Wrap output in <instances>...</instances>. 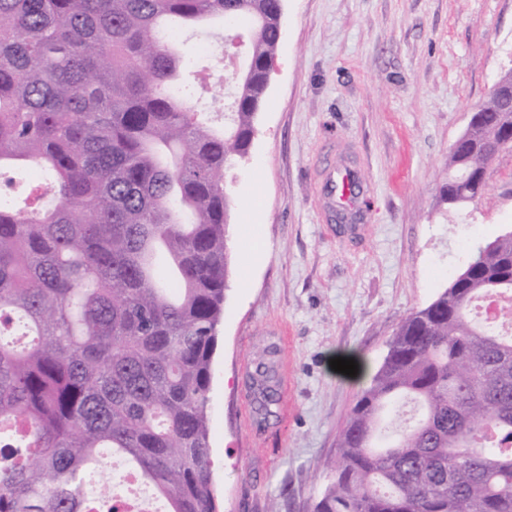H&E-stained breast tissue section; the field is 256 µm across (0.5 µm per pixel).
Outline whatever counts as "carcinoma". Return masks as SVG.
I'll return each instance as SVG.
<instances>
[{
    "instance_id": "1",
    "label": "carcinoma",
    "mask_w": 512,
    "mask_h": 512,
    "mask_svg": "<svg viewBox=\"0 0 512 512\" xmlns=\"http://www.w3.org/2000/svg\"><path fill=\"white\" fill-rule=\"evenodd\" d=\"M278 0H0V512H99L119 457L167 512H216L207 414L230 274L226 175L248 152L279 42ZM253 25L229 90L180 54L214 17ZM448 156L455 207L481 198L512 100L478 105ZM399 325L340 433L314 512H512V336L474 302L512 294V232ZM278 367L261 355L262 414ZM406 400L421 418L383 433Z\"/></svg>"
}]
</instances>
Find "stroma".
<instances>
[{
  "label": "stroma",
  "mask_w": 512,
  "mask_h": 512,
  "mask_svg": "<svg viewBox=\"0 0 512 512\" xmlns=\"http://www.w3.org/2000/svg\"><path fill=\"white\" fill-rule=\"evenodd\" d=\"M225 29L183 52L224 75ZM233 198L230 280L208 392L218 512H314L346 418L403 317L512 230V152L452 211L448 153L512 66V0H287L282 37ZM364 175L359 232L324 223L323 175ZM260 209H252L253 197ZM275 349L281 408L250 374ZM355 360L349 377L331 359Z\"/></svg>",
  "instance_id": "stroma-1"
}]
</instances>
